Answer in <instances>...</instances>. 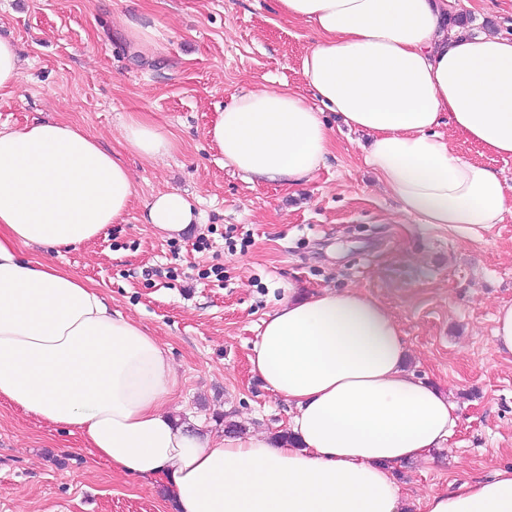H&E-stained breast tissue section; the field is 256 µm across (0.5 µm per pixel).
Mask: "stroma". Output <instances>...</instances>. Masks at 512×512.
Segmentation results:
<instances>
[{"label": "stroma", "mask_w": 512, "mask_h": 512, "mask_svg": "<svg viewBox=\"0 0 512 512\" xmlns=\"http://www.w3.org/2000/svg\"><path fill=\"white\" fill-rule=\"evenodd\" d=\"M469 33L512 36V0H457ZM149 26L165 51L143 58L115 33ZM0 36L13 39L22 74L0 95V125L55 119L120 153L136 195L123 223L39 258L101 290L113 309L168 349L178 387L169 410L181 423L220 434L277 435L288 404L251 373L248 354L284 285L359 289L398 322L407 366L439 385L459 420L427 460L396 470L411 501L461 479L512 465V356L494 344L498 307L512 305V210L468 230L402 214L366 166L364 134L328 114L330 153L300 186L254 184L211 144L219 106L242 91L302 88L299 61L316 34L288 20L276 0H0ZM145 116L175 140L159 161L125 150L122 123ZM462 157L496 170L512 197V157L486 152L449 126ZM188 194L198 224L175 237L144 221L158 193ZM207 239L210 248L195 244ZM249 239L245 251L229 242ZM214 266L223 280L205 277ZM176 277H167V270ZM0 512H172L163 483L123 475L84 449L78 434L0 399Z\"/></svg>", "instance_id": "stroma-1"}]
</instances>
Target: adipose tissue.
<instances>
[{"mask_svg":"<svg viewBox=\"0 0 512 512\" xmlns=\"http://www.w3.org/2000/svg\"><path fill=\"white\" fill-rule=\"evenodd\" d=\"M450 0H278L311 24L306 93L253 88L219 108L207 134L249 181L295 186L324 164V111L365 131L366 165L422 224L497 223L512 209L498 174L455 153L442 123L512 157V38L457 30ZM126 147L174 149L146 118ZM135 194L120 154L81 128L0 127V398L78 432L121 473L167 486L177 512H406L393 469L427 459L458 422L453 401L408 370L388 310L357 289L288 287L248 357L289 406L295 444L262 434L204 437L166 405L178 378L165 346L100 291L24 249L67 250L122 223ZM192 201L155 196L146 223L175 236ZM425 512H512V467L427 497Z\"/></svg>","mask_w":512,"mask_h":512,"instance_id":"obj_1","label":"adipose tissue"}]
</instances>
